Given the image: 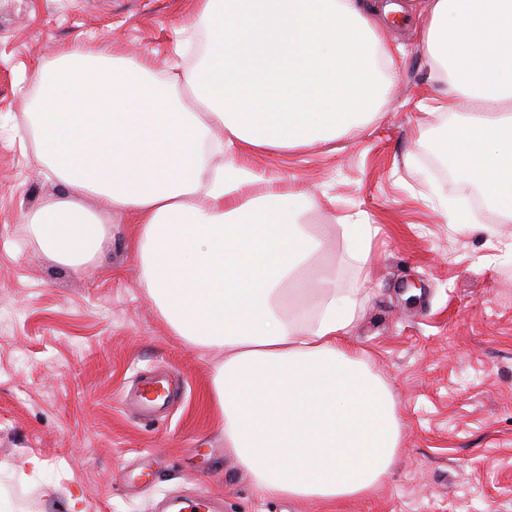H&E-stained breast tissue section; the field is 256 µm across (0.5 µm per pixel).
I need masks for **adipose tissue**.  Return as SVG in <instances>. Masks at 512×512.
Here are the masks:
<instances>
[{
	"mask_svg": "<svg viewBox=\"0 0 512 512\" xmlns=\"http://www.w3.org/2000/svg\"><path fill=\"white\" fill-rule=\"evenodd\" d=\"M397 0H200L208 49L175 80L148 60L64 47L39 68V156L69 187L29 219L65 266L109 231L82 198L139 226L142 285L172 332L223 352L213 397L224 446L256 494L315 506L365 498L392 473L402 421L350 336L356 301L315 265L306 210L247 152L334 140L395 83ZM419 51L448 86L437 151L512 223V0H428ZM223 155L208 184L207 153Z\"/></svg>",
	"mask_w": 512,
	"mask_h": 512,
	"instance_id": "1",
	"label": "adipose tissue"
}]
</instances>
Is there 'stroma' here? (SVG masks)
Returning <instances> with one entry per match:
<instances>
[{
    "instance_id": "35a3bbf8",
    "label": "stroma",
    "mask_w": 512,
    "mask_h": 512,
    "mask_svg": "<svg viewBox=\"0 0 512 512\" xmlns=\"http://www.w3.org/2000/svg\"><path fill=\"white\" fill-rule=\"evenodd\" d=\"M197 0H0V506L6 512H172L190 498L216 512H321L258 496L224 447L210 401L219 356L175 336L140 283L137 225L104 201L83 202L111 227L93 263L68 267L28 231L29 215L65 193L39 163L23 112L38 67L59 47L151 61L167 79ZM416 18L383 27L404 44L397 86L364 127L331 144L246 155L319 203L336 285L353 292L351 334L371 357L402 420L388 481L343 512H512V223L483 232L448 223L468 188L432 159L446 115L416 49ZM361 213L372 263L348 256L337 229ZM180 380L163 420L135 399L150 375Z\"/></svg>"
}]
</instances>
